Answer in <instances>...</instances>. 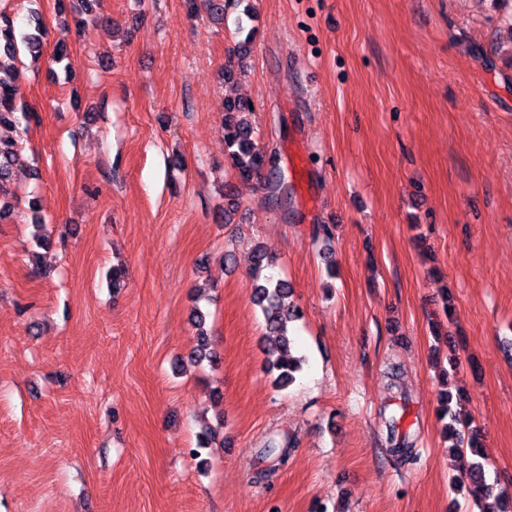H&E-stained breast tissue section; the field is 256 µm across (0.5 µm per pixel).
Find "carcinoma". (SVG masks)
I'll return each instance as SVG.
<instances>
[{
  "mask_svg": "<svg viewBox=\"0 0 512 512\" xmlns=\"http://www.w3.org/2000/svg\"><path fill=\"white\" fill-rule=\"evenodd\" d=\"M243 24H238L236 34H245L244 40L238 42L228 51L224 63V82L231 83L243 73L244 60L247 58V44L252 33H244ZM23 42L31 55L38 56L43 43V30L40 23H35L33 31L17 38L14 21L6 14H0V126L13 129L29 127L33 112L25 111L18 103L21 71L16 65L19 53L18 42ZM252 114L249 102L228 98L224 103V152L230 165L231 173L241 181L253 179L264 181L270 189V199L275 204L282 203L288 195V180L278 162L277 153L266 150L260 145V131L248 119ZM22 151L21 142L0 139V188L4 183L18 179L20 165L18 157ZM290 289L288 283L271 276L256 277L250 301L260 307L264 315L266 335L270 336L267 371L277 372L276 385L287 386L295 381V373L301 368V359L292 354L293 339L289 334V323L300 319L303 310L288 303ZM441 415L448 418L447 429L454 440L453 447L469 450L479 458L465 475L458 479L460 484H468L472 497L479 506V512H512V499L500 491L493 493L494 485L487 482L483 460L480 432L473 427L462 409L453 408L445 403ZM271 447L264 453L276 456L277 461L284 462L288 449L294 447L295 439L284 436L270 441Z\"/></svg>",
  "mask_w": 512,
  "mask_h": 512,
  "instance_id": "1",
  "label": "carcinoma"
}]
</instances>
